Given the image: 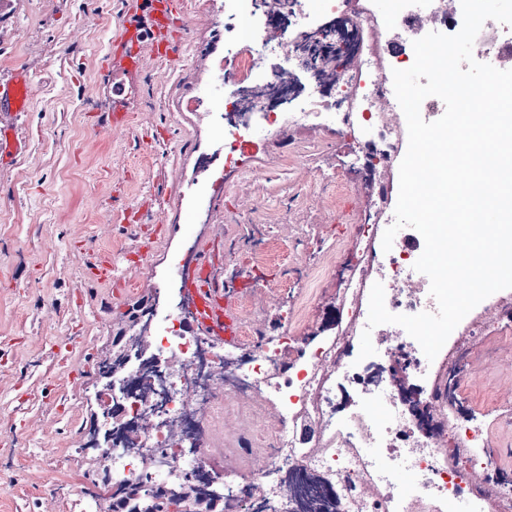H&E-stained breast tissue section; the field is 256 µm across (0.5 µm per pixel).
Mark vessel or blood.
Here are the masks:
<instances>
[{"instance_id":"b4317fda","label":"vessel or blood","mask_w":512,"mask_h":512,"mask_svg":"<svg viewBox=\"0 0 512 512\" xmlns=\"http://www.w3.org/2000/svg\"><path fill=\"white\" fill-rule=\"evenodd\" d=\"M183 13V0H131L128 16L113 41V61L129 74H137L147 60L168 55L170 34L176 17ZM36 88L24 68H15L0 81V149L14 153L25 148L20 132L22 118L34 99ZM240 276L228 288L216 287L209 259H202L186 274L192 327L205 330L219 341L238 335Z\"/></svg>"}]
</instances>
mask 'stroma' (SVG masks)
<instances>
[{"label":"stroma","mask_w":512,"mask_h":512,"mask_svg":"<svg viewBox=\"0 0 512 512\" xmlns=\"http://www.w3.org/2000/svg\"><path fill=\"white\" fill-rule=\"evenodd\" d=\"M124 2L0 0V76L21 66L39 87L25 116L27 151L0 154V512H69L77 493H92L96 364L132 305L157 320L180 311V270L197 243L210 247L217 284L249 278L245 298L273 336L284 310L310 293L319 246H335L346 223L344 208L321 205L326 177L349 162L331 130H266L254 111L256 151L202 164L223 150L221 117L233 100L231 87L212 89L233 68L235 45L217 25L222 0L209 13L184 0L181 41L127 79V126L112 135L99 115ZM267 238L280 243L279 261L245 269L243 256ZM105 251L126 254L124 286L87 270ZM508 388L512 329L485 339L462 393L500 452L493 472L512 479V420L500 407Z\"/></svg>","instance_id":"1"}]
</instances>
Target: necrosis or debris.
Returning <instances> with one entry per match:
<instances>
[{
    "label": "necrosis or debris",
    "mask_w": 512,
    "mask_h": 512,
    "mask_svg": "<svg viewBox=\"0 0 512 512\" xmlns=\"http://www.w3.org/2000/svg\"><path fill=\"white\" fill-rule=\"evenodd\" d=\"M328 2L332 22L312 28L305 0H279L280 12L302 30L281 41L284 65L260 76L252 55L239 54L234 71L239 82L259 78L276 91L287 87L292 71L309 69L310 47L346 46L343 77L327 90L315 86L291 116L296 126L334 128L349 145L355 161L337 172L341 188L369 180L377 168H392L402 136L386 109L395 99L394 64L381 52L386 20L373 0ZM392 190L389 181H380L365 209L347 200L353 220L341 245L324 252V273L313 293L335 292L341 324L336 335L309 346L302 307L287 311L281 335L271 337L253 324L249 306H242L241 339L231 349L195 335L185 315L159 323L150 368L136 356L128 363L136 392L126 395L116 386L98 397L123 426L125 451L102 461L113 486L136 482L151 490L194 480L205 465L223 464L213 449L185 447L174 423L190 420L195 434L204 436L214 412L259 393L276 409V426L257 452L261 466L247 482L225 489V512H301L306 495L327 497L330 512H512V486L491 479L495 453L478 425L461 421L458 403L470 356L486 332L512 325V303L496 302L492 317L458 330L448 363L435 376L427 374L412 338L400 334L386 339L375 355L359 361L353 354L377 270L390 271L389 312L437 309L428 290L405 293L395 287L413 277V250L399 243L381 255L374 250ZM403 377L414 380L418 405L403 399ZM281 472L300 476L301 490L285 489L277 478Z\"/></svg>",
    "instance_id": "necrosis-or-debris-1"
}]
</instances>
